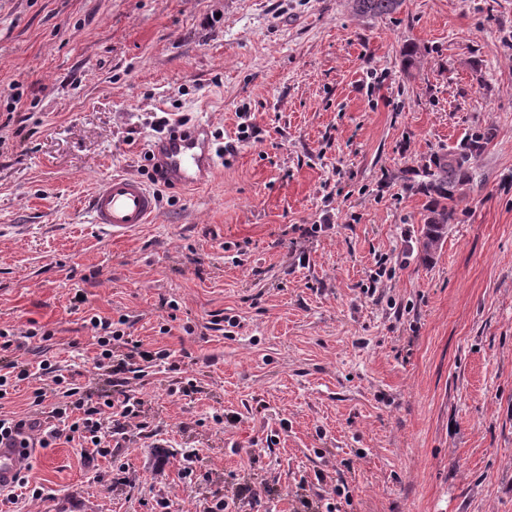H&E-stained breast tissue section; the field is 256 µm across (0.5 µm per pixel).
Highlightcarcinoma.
<instances>
[{
	"label": "carcinoma",
	"mask_w": 512,
	"mask_h": 512,
	"mask_svg": "<svg viewBox=\"0 0 512 512\" xmlns=\"http://www.w3.org/2000/svg\"><path fill=\"white\" fill-rule=\"evenodd\" d=\"M399 7L400 0H355V10L363 16L389 15ZM496 135L493 125L477 127L466 133L456 147L431 153L415 172L419 180L412 188L428 198L420 237L423 260H429L442 245L455 218L456 201L475 180L471 159L481 154Z\"/></svg>",
	"instance_id": "carcinoma-1"
}]
</instances>
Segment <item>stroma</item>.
I'll return each mask as SVG.
<instances>
[{"instance_id": "1", "label": "stroma", "mask_w": 512, "mask_h": 512, "mask_svg": "<svg viewBox=\"0 0 512 512\" xmlns=\"http://www.w3.org/2000/svg\"><path fill=\"white\" fill-rule=\"evenodd\" d=\"M244 113L259 136L224 155ZM165 117L206 126L217 164L109 238L88 200L145 178ZM486 123L422 261L403 176ZM89 313L180 354L135 387L165 427L95 469L35 449L44 499L0 512H198L245 481L293 512L320 470L354 512H512V0H0V328L88 370ZM183 376L198 392L169 395ZM115 466L123 486L95 479ZM355 10L363 16H383L396 13L400 0H355Z\"/></svg>"}]
</instances>
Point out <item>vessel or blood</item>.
<instances>
[{
    "instance_id": "b4317fda",
    "label": "vessel or blood",
    "mask_w": 512,
    "mask_h": 512,
    "mask_svg": "<svg viewBox=\"0 0 512 512\" xmlns=\"http://www.w3.org/2000/svg\"><path fill=\"white\" fill-rule=\"evenodd\" d=\"M153 151L167 178L179 186L203 184L216 164L201 126L165 138ZM89 209L94 223L115 239L149 223L157 211L153 192L140 179L127 175L102 180L90 198ZM25 463L26 451L19 442L0 443V491L13 488Z\"/></svg>"
}]
</instances>
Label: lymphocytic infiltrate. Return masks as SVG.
<instances>
[{"mask_svg": "<svg viewBox=\"0 0 512 512\" xmlns=\"http://www.w3.org/2000/svg\"><path fill=\"white\" fill-rule=\"evenodd\" d=\"M89 323L98 332L94 367L111 376L113 385L121 387V395L92 400L87 385L77 376L55 374L50 362L34 363L24 356L25 342L36 338V331H25L19 338L0 330V400L5 399L10 380L51 378L50 383L33 392L35 412H0V439L18 435L23 444L39 448L52 447L60 440L75 441L85 462L91 465L110 455L112 441L127 442L161 430V422L146 416L144 400L130 390L129 384L164 367L170 351L143 349L141 341L131 339L126 332V317L112 322L95 315Z\"/></svg>", "mask_w": 512, "mask_h": 512, "instance_id": "1", "label": "lymphocytic infiltrate"}]
</instances>
